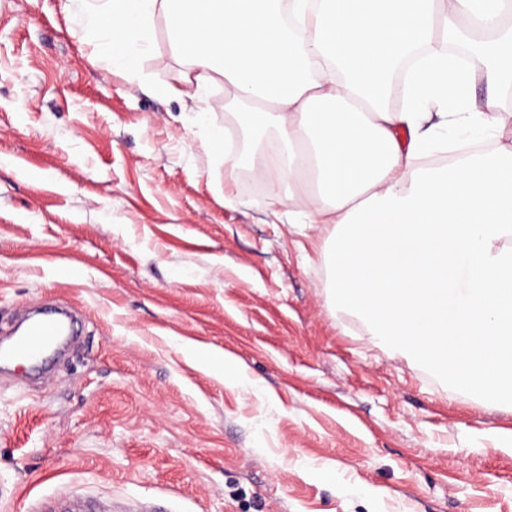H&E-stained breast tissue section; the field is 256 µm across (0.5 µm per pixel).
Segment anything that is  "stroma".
I'll use <instances>...</instances> for the list:
<instances>
[{
  "mask_svg": "<svg viewBox=\"0 0 512 512\" xmlns=\"http://www.w3.org/2000/svg\"><path fill=\"white\" fill-rule=\"evenodd\" d=\"M66 0H0V341L63 307L49 376L0 368V512L68 494L160 512H512V405L373 344L337 310L334 227L292 224L231 134L170 95L164 19L138 80ZM236 359L241 386L191 348ZM259 390H251V382ZM335 474L326 479L323 466Z\"/></svg>",
  "mask_w": 512,
  "mask_h": 512,
  "instance_id": "1",
  "label": "stroma"
}]
</instances>
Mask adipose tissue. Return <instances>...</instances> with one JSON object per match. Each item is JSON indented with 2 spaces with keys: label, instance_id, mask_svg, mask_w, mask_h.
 <instances>
[{
  "label": "adipose tissue",
  "instance_id": "obj_1",
  "mask_svg": "<svg viewBox=\"0 0 512 512\" xmlns=\"http://www.w3.org/2000/svg\"><path fill=\"white\" fill-rule=\"evenodd\" d=\"M96 57L137 77L156 18L185 67L172 95L223 83L275 128L256 177L299 224L336 227L333 299L374 344L512 402V0H78ZM467 39L470 65L436 39Z\"/></svg>",
  "mask_w": 512,
  "mask_h": 512
}]
</instances>
